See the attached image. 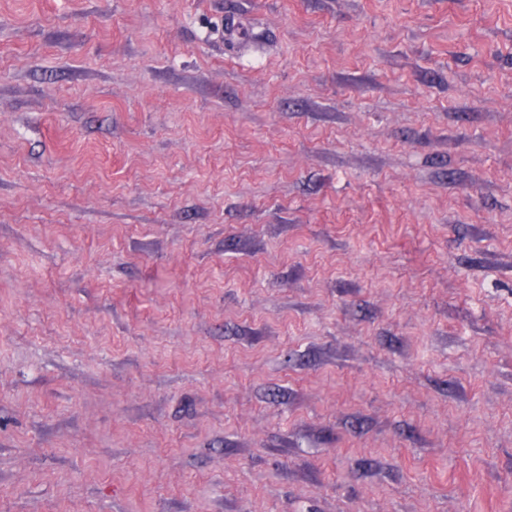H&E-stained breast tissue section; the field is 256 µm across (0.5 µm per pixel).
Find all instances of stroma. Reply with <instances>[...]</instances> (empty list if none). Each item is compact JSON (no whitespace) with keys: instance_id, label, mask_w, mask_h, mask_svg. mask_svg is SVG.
Masks as SVG:
<instances>
[{"instance_id":"1","label":"stroma","mask_w":512,"mask_h":512,"mask_svg":"<svg viewBox=\"0 0 512 512\" xmlns=\"http://www.w3.org/2000/svg\"><path fill=\"white\" fill-rule=\"evenodd\" d=\"M0 512H512V0H0Z\"/></svg>"}]
</instances>
